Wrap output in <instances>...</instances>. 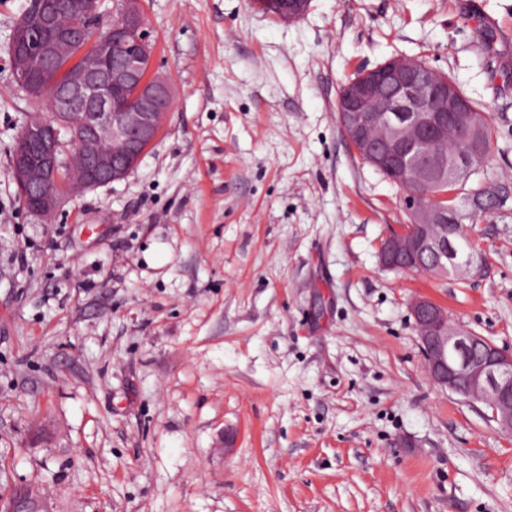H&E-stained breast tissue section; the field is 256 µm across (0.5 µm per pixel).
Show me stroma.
<instances>
[{"label":"stroma","instance_id":"obj_1","mask_svg":"<svg viewBox=\"0 0 512 512\" xmlns=\"http://www.w3.org/2000/svg\"><path fill=\"white\" fill-rule=\"evenodd\" d=\"M0 0V504L53 512H512V433L434 385L410 307L512 352V0H142L173 103L124 180L52 223L10 168L46 100L12 81ZM423 61L485 112L463 277L378 250L407 193L339 123L348 78ZM311 0H269L271 13L282 21H293L305 14ZM2 509V507H1ZM4 512H52L49 502L38 491L28 486L16 488Z\"/></svg>","mask_w":512,"mask_h":512}]
</instances>
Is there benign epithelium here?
I'll list each match as a JSON object with an SVG mask.
<instances>
[{"label": "benign epithelium", "mask_w": 512, "mask_h": 512, "mask_svg": "<svg viewBox=\"0 0 512 512\" xmlns=\"http://www.w3.org/2000/svg\"><path fill=\"white\" fill-rule=\"evenodd\" d=\"M311 0H268L271 13L292 21ZM51 16L38 6L23 13L13 30L10 58L17 85L30 97L45 96L36 73L66 55L72 36H45ZM153 43L140 0H118L112 26L97 52L84 58L70 81L51 97L53 116L29 120L10 159L14 181L28 209L45 221L55 217L63 194L109 185L124 179L141 161L158 135L172 99L166 79L152 75ZM132 88V106H118L117 93ZM341 126L370 166L389 172L401 187L433 176L429 146L438 139L464 136L465 150L448 160V185L468 179L473 160L485 149L483 129L460 88L426 63L394 56L343 85L337 100ZM83 158L80 176H62L61 148ZM412 220L382 245L380 262L390 270L411 272L420 252L437 258L439 272L455 264L457 231L441 240L435 232L444 211L409 193ZM411 315L432 381L482 403L490 420L512 431V354L485 337L448 322L443 308L427 299L411 304ZM465 373L468 386H458ZM4 512H51L49 502L28 486L16 488Z\"/></svg>", "instance_id": "1"}]
</instances>
